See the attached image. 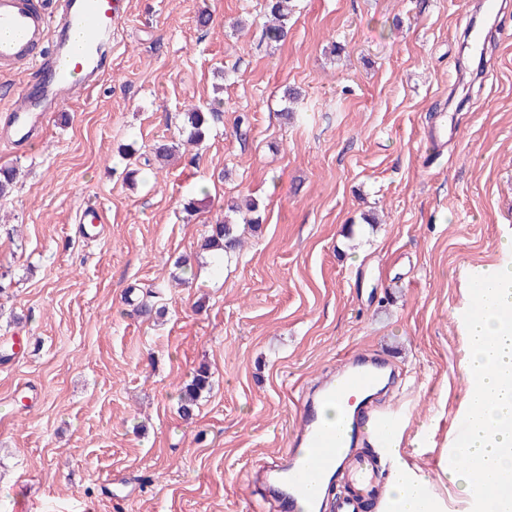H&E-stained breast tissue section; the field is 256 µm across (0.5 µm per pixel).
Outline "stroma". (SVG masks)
Returning <instances> with one entry per match:
<instances>
[{
  "instance_id": "35a3bbf8",
  "label": "stroma",
  "mask_w": 512,
  "mask_h": 512,
  "mask_svg": "<svg viewBox=\"0 0 512 512\" xmlns=\"http://www.w3.org/2000/svg\"><path fill=\"white\" fill-rule=\"evenodd\" d=\"M121 2L98 85L25 151L0 140L18 171L0 198V346L29 342L0 359V512H253L299 387L364 350L396 364L378 407L404 461L466 504L435 458L467 408L469 282L512 259V0H296L277 45L264 0ZM217 98L187 143L185 112ZM237 196L263 222L217 266L201 243ZM89 204L94 241L76 232ZM201 366L212 389L187 420ZM210 376L206 369L199 368L192 373L190 380L186 381L180 391L178 407L179 412L185 416L190 417L194 414L195 409L198 407V400L202 393L210 390Z\"/></svg>"
}]
</instances>
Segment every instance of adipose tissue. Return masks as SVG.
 <instances>
[{"label": "adipose tissue", "instance_id": "1", "mask_svg": "<svg viewBox=\"0 0 512 512\" xmlns=\"http://www.w3.org/2000/svg\"><path fill=\"white\" fill-rule=\"evenodd\" d=\"M483 283L484 306L468 328V402L475 418L462 450L466 465L451 479L471 493L476 489L475 473L493 476L511 493L504 498L489 496L485 512H503L504 503H512V267L497 268ZM386 497L397 512L447 509L424 476L402 462L388 479Z\"/></svg>", "mask_w": 512, "mask_h": 512}]
</instances>
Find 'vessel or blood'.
Instances as JSON below:
<instances>
[{"mask_svg": "<svg viewBox=\"0 0 512 512\" xmlns=\"http://www.w3.org/2000/svg\"><path fill=\"white\" fill-rule=\"evenodd\" d=\"M121 0H58L56 14L36 9L32 0H0V73L30 66L41 73L37 86H23L22 103L9 108L0 136L25 144L37 135L47 112L59 109L77 93L98 83L105 47L120 15ZM390 363L381 355L354 352L343 360L336 377L318 382L301 398L294 426V449L285 464L266 465L260 471L259 504L277 512H296L305 495H319L325 478H343L348 493L336 497L334 512H361L371 498H382L379 458L357 453L361 438L384 444L396 429L395 421L372 408L371 398L384 384ZM366 402L356 411L351 427L326 425L321 406L345 395ZM470 413L456 417L445 453L453 458L469 439Z\"/></svg>", "mask_w": 512, "mask_h": 512, "instance_id": "1", "label": "vessel or blood"}]
</instances>
